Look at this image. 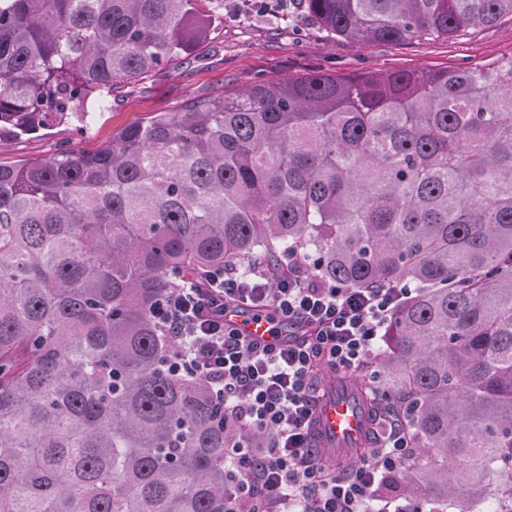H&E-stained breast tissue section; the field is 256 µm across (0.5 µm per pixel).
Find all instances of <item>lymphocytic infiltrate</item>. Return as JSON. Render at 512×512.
Instances as JSON below:
<instances>
[{
	"mask_svg": "<svg viewBox=\"0 0 512 512\" xmlns=\"http://www.w3.org/2000/svg\"><path fill=\"white\" fill-rule=\"evenodd\" d=\"M409 294L321 282L292 253L278 276L213 272L153 307L173 369L203 379L224 405L229 512H417L395 487L416 451L394 421L382 420L370 453L341 471L327 465L312 430L322 372L373 370ZM229 311H269L309 335L261 344L225 323Z\"/></svg>",
	"mask_w": 512,
	"mask_h": 512,
	"instance_id": "1",
	"label": "lymphocytic infiltrate"
}]
</instances>
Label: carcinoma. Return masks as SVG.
Here are the masks:
<instances>
[{
  "mask_svg": "<svg viewBox=\"0 0 512 512\" xmlns=\"http://www.w3.org/2000/svg\"><path fill=\"white\" fill-rule=\"evenodd\" d=\"M0 0V139L86 123L224 0ZM358 44L450 38L512 0H304ZM405 287L354 379L402 419L422 512H512V55L190 99L94 154L0 165V512H226L224 406L166 366L184 279L279 266ZM455 465L448 478V465Z\"/></svg>",
  "mask_w": 512,
  "mask_h": 512,
  "instance_id": "1",
  "label": "carcinoma"
}]
</instances>
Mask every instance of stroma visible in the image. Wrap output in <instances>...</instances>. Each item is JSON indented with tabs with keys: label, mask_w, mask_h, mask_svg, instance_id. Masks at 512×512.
I'll list each match as a JSON object with an SVG mask.
<instances>
[{
	"label": "stroma",
	"mask_w": 512,
	"mask_h": 512,
	"mask_svg": "<svg viewBox=\"0 0 512 512\" xmlns=\"http://www.w3.org/2000/svg\"><path fill=\"white\" fill-rule=\"evenodd\" d=\"M512 54V16L475 25L452 39L362 46L325 32L300 0L267 9L264 0H224L211 37L180 63L114 89L93 122L61 123L0 141V164L19 165L62 149L90 153L117 131L161 112L179 111L193 96L234 92L240 85L302 78L313 73L349 76L371 70H457Z\"/></svg>",
	"instance_id": "obj_1"
}]
</instances>
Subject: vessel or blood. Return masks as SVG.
<instances>
[{"mask_svg":"<svg viewBox=\"0 0 512 512\" xmlns=\"http://www.w3.org/2000/svg\"><path fill=\"white\" fill-rule=\"evenodd\" d=\"M225 320L252 340L267 343L273 339V327L266 317L230 311ZM318 405L323 439L331 443L337 456L352 455L351 445L363 430L365 417L349 391L340 390L333 396L320 394Z\"/></svg>","mask_w":512,"mask_h":512,"instance_id":"1","label":"vessel or blood"}]
</instances>
